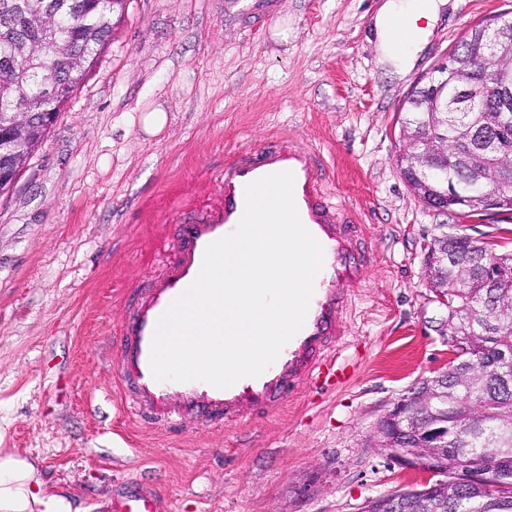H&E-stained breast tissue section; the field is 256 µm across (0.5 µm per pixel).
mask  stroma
<instances>
[{
    "label": "stroma",
    "instance_id": "1",
    "mask_svg": "<svg viewBox=\"0 0 512 512\" xmlns=\"http://www.w3.org/2000/svg\"><path fill=\"white\" fill-rule=\"evenodd\" d=\"M381 2L275 0L256 19L224 0H126L114 14L80 89L0 193V457L35 464L34 492L80 512L143 487L166 512H359L426 482L374 442L393 401L450 358L424 249L448 232L510 252L512 217L419 200L395 164L399 109L512 0L446 6L402 75L378 64ZM157 108L167 121L150 135L142 117ZM279 136L320 152L330 199L362 230L367 274L348 295L343 345L356 367L237 425L140 422L114 380L125 302L171 259L180 201L218 204L225 163Z\"/></svg>",
    "mask_w": 512,
    "mask_h": 512
}]
</instances>
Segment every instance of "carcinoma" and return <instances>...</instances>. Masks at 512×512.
Masks as SVG:
<instances>
[{
  "label": "carcinoma",
  "mask_w": 512,
  "mask_h": 512,
  "mask_svg": "<svg viewBox=\"0 0 512 512\" xmlns=\"http://www.w3.org/2000/svg\"><path fill=\"white\" fill-rule=\"evenodd\" d=\"M113 12L111 0H0V113L17 111L21 102L31 113L23 148L12 157L0 155V167H21L41 146L50 130L43 108L47 90L63 88L57 108L68 102L111 37ZM443 106L434 121L423 112H407L402 127L429 135L436 125L451 139L468 123L486 122L478 104L451 90ZM442 180L461 194L470 192L461 166L445 167ZM441 249L460 254L459 260L435 268L427 284L448 291V328L470 337L477 362L448 364L440 379L442 396L421 392L412 409L422 423L448 424V471L470 459L512 482V254L495 255L498 278L492 283L479 242L456 236ZM389 512H512V496L494 497L480 486L449 481L430 496L407 491Z\"/></svg>",
  "instance_id": "1"
}]
</instances>
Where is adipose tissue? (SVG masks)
Listing matches in <instances>:
<instances>
[{
  "mask_svg": "<svg viewBox=\"0 0 512 512\" xmlns=\"http://www.w3.org/2000/svg\"><path fill=\"white\" fill-rule=\"evenodd\" d=\"M438 7L437 0H385L374 19L380 63L399 72L410 67L423 47ZM401 15L411 16L416 28L413 37L398 43L392 37L391 25ZM33 478L34 468L27 461L0 458V507L5 512H32L28 484Z\"/></svg>",
  "mask_w": 512,
  "mask_h": 512,
  "instance_id": "adipose-tissue-1",
  "label": "adipose tissue"
}]
</instances>
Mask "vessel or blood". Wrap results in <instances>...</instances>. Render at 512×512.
I'll return each mask as SVG.
<instances>
[{
	"label": "vessel or blood",
	"instance_id": "obj_1",
	"mask_svg": "<svg viewBox=\"0 0 512 512\" xmlns=\"http://www.w3.org/2000/svg\"><path fill=\"white\" fill-rule=\"evenodd\" d=\"M294 175V200L299 217L322 248L320 276L303 327L260 376L245 377L226 388L200 381H159L150 367L156 324L171 303L196 279L206 247L233 233L242 217L246 186L268 174ZM224 194L218 208L175 225V261L152 277L140 300L130 308L118 338L119 378L128 396L126 407L140 418L157 421L196 417L215 425L231 423L254 411L275 406L305 385L320 390L348 380L352 364L338 360L345 335L346 293L358 287L365 263L358 252L357 228L325 193V163L319 152L295 145L265 147L226 164ZM100 512H161L151 490L111 500Z\"/></svg>",
	"mask_w": 512,
	"mask_h": 512
}]
</instances>
